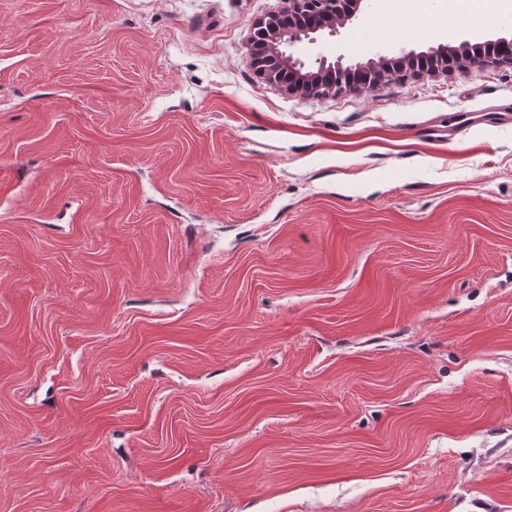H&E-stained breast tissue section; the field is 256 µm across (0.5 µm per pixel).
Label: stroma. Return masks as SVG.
<instances>
[{"label":"stroma","instance_id":"35a3bbf8","mask_svg":"<svg viewBox=\"0 0 512 512\" xmlns=\"http://www.w3.org/2000/svg\"><path fill=\"white\" fill-rule=\"evenodd\" d=\"M283 9L0 0V512H512V67L291 96Z\"/></svg>","mask_w":512,"mask_h":512}]
</instances>
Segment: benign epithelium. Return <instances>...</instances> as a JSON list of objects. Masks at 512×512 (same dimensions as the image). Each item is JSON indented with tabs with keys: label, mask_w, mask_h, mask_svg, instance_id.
Masks as SVG:
<instances>
[{
	"label": "benign epithelium",
	"mask_w": 512,
	"mask_h": 512,
	"mask_svg": "<svg viewBox=\"0 0 512 512\" xmlns=\"http://www.w3.org/2000/svg\"><path fill=\"white\" fill-rule=\"evenodd\" d=\"M285 15L261 18L253 25L249 45L251 64L257 75L277 90L307 97L326 95L343 87L339 79L368 71L378 77L403 78L417 70V63L436 58L445 59L440 65L444 71L464 63L484 67H512V40H495L500 49L499 58L474 59L471 50L479 46L465 40L460 45L439 44L428 50L399 46L376 51L365 61L351 63L340 54L332 58L317 54L307 62L295 55L299 44L314 45L318 36H334L360 11L362 0H286Z\"/></svg>",
	"instance_id": "7a95c632"
}]
</instances>
